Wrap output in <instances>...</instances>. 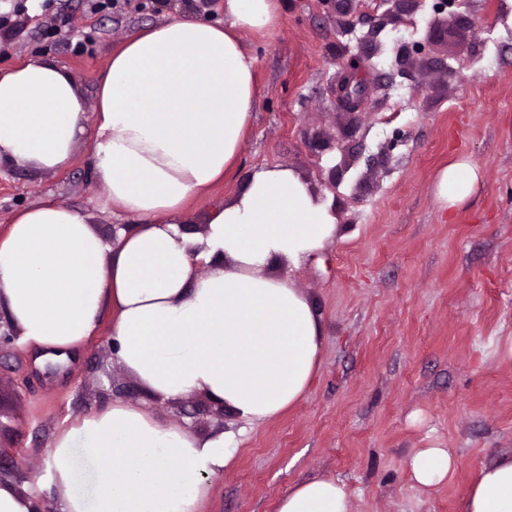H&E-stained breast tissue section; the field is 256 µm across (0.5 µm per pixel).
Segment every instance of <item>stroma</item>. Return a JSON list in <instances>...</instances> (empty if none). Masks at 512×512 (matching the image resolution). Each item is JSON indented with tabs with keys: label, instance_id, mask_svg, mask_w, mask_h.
<instances>
[{
	"label": "stroma",
	"instance_id": "35a3bbf8",
	"mask_svg": "<svg viewBox=\"0 0 512 512\" xmlns=\"http://www.w3.org/2000/svg\"><path fill=\"white\" fill-rule=\"evenodd\" d=\"M447 11L480 22L435 44L429 9L381 28L337 20L326 0H279L270 31L241 35L256 59L258 106L235 167L192 212L233 196L265 165L294 168L333 197L341 233L291 272L324 321L319 374L304 398L246 428L201 394L149 399L112 359L107 313L98 337L58 372L19 344L0 351L1 480L47 486L63 421L122 399L201 438L243 429L241 452L210 477L202 512H277L280 497L313 476L343 481L350 512H463L478 470L512 455V0H448ZM187 16L221 21L224 0H0V73L50 59L91 102L127 35ZM368 40L383 52L350 115L336 79ZM344 160L348 171L332 181ZM459 160L480 182L448 210L434 182ZM45 200L84 209L106 237L119 221L103 205L84 139L54 173L0 166V233ZM434 442L455 451L458 468L422 489L403 461Z\"/></svg>",
	"mask_w": 512,
	"mask_h": 512
}]
</instances>
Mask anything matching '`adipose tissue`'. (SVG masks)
Wrapping results in <instances>:
<instances>
[{"label": "adipose tissue", "mask_w": 512, "mask_h": 512, "mask_svg": "<svg viewBox=\"0 0 512 512\" xmlns=\"http://www.w3.org/2000/svg\"><path fill=\"white\" fill-rule=\"evenodd\" d=\"M276 21L277 0H224L223 23L176 17L130 34L92 107L53 61L0 76V163L58 171L87 139L106 203L136 220L110 240L87 213L55 201L14 214L0 234V307L23 346L67 360L108 311L113 359L155 400L202 394L260 425L305 396L320 367L321 314L274 269L300 267L338 235L332 202L295 169L263 166L206 212L203 231L188 228L190 201L231 172L258 104L240 34ZM479 180L452 163L434 192L453 208ZM239 451L238 431L201 439L115 401L65 421L49 489L59 512H200L209 476ZM403 466L435 488L457 457L434 444ZM349 503L342 482L316 477L288 490L277 512H349ZM464 512H512V455L477 472Z\"/></svg>", "instance_id": "obj_1"}]
</instances>
